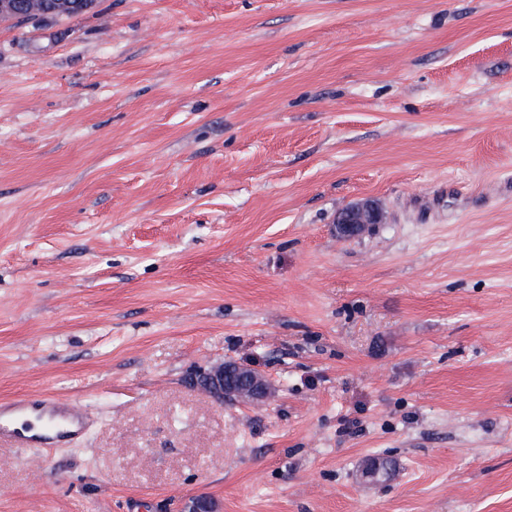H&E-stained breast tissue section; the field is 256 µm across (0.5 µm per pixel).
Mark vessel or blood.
<instances>
[{
  "label": "vessel or blood",
  "instance_id": "vessel-or-blood-1",
  "mask_svg": "<svg viewBox=\"0 0 512 512\" xmlns=\"http://www.w3.org/2000/svg\"><path fill=\"white\" fill-rule=\"evenodd\" d=\"M85 429V422L76 412L44 395L0 406V437H8L17 447H52L70 441Z\"/></svg>",
  "mask_w": 512,
  "mask_h": 512
}]
</instances>
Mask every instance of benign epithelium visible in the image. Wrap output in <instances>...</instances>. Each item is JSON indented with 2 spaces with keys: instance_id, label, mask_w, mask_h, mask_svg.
<instances>
[{
  "instance_id": "benign-epithelium-1",
  "label": "benign epithelium",
  "mask_w": 512,
  "mask_h": 512,
  "mask_svg": "<svg viewBox=\"0 0 512 512\" xmlns=\"http://www.w3.org/2000/svg\"><path fill=\"white\" fill-rule=\"evenodd\" d=\"M93 0H0V18L34 24L49 17H67L88 10ZM379 203L363 199L342 209L336 217V234L354 238L376 224L384 223ZM193 383L219 403L257 405L272 395L268 376L257 368L237 362H222L195 376Z\"/></svg>"
}]
</instances>
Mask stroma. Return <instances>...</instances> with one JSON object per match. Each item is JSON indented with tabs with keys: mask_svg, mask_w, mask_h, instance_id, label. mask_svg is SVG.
Segmentation results:
<instances>
[{
	"mask_svg": "<svg viewBox=\"0 0 512 512\" xmlns=\"http://www.w3.org/2000/svg\"><path fill=\"white\" fill-rule=\"evenodd\" d=\"M225 361L269 401L189 386ZM33 393L87 431L0 440V512H512V0L0 22V402ZM385 215L379 203L363 199L342 209L336 217V234L343 239L354 238L376 224L384 223Z\"/></svg>",
	"mask_w": 512,
	"mask_h": 512,
	"instance_id": "1",
	"label": "stroma"
}]
</instances>
